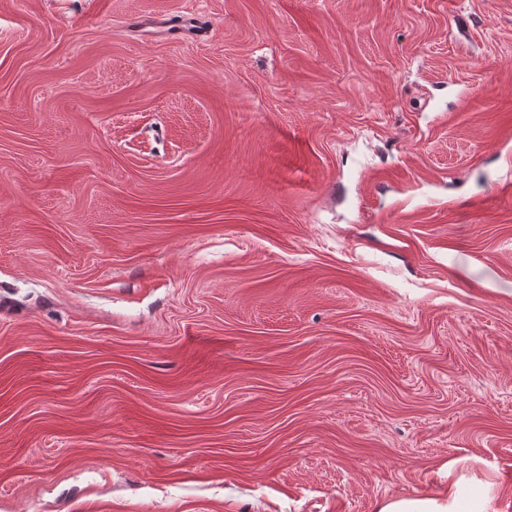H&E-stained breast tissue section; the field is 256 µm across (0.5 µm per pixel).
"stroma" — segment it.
I'll return each instance as SVG.
<instances>
[{
    "instance_id": "obj_1",
    "label": "stroma",
    "mask_w": 512,
    "mask_h": 512,
    "mask_svg": "<svg viewBox=\"0 0 512 512\" xmlns=\"http://www.w3.org/2000/svg\"><path fill=\"white\" fill-rule=\"evenodd\" d=\"M452 481L512 512V0H0V512Z\"/></svg>"
}]
</instances>
